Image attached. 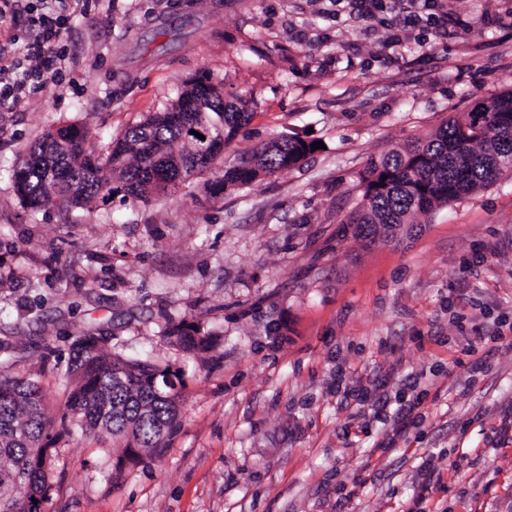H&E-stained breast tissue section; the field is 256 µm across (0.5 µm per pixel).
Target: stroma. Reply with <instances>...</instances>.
Masks as SVG:
<instances>
[{
  "label": "stroma",
  "instance_id": "obj_1",
  "mask_svg": "<svg viewBox=\"0 0 512 512\" xmlns=\"http://www.w3.org/2000/svg\"><path fill=\"white\" fill-rule=\"evenodd\" d=\"M458 26L350 19L347 0H80L53 82L0 112V360L41 385L60 419L76 336L185 373L168 447L117 465L72 429L54 443L44 512H512V176L430 214L399 240L336 235L370 159L425 138L512 88V0H439ZM208 76L249 99L229 166L270 140L319 142L296 168L223 189L214 173L147 202L33 210L13 173L48 130L88 128L87 150ZM208 336L196 357L168 324ZM477 337L475 352L464 337ZM429 394L395 437L370 388ZM396 448H388L389 439ZM442 482L424 490L429 470Z\"/></svg>",
  "mask_w": 512,
  "mask_h": 512
}]
</instances>
